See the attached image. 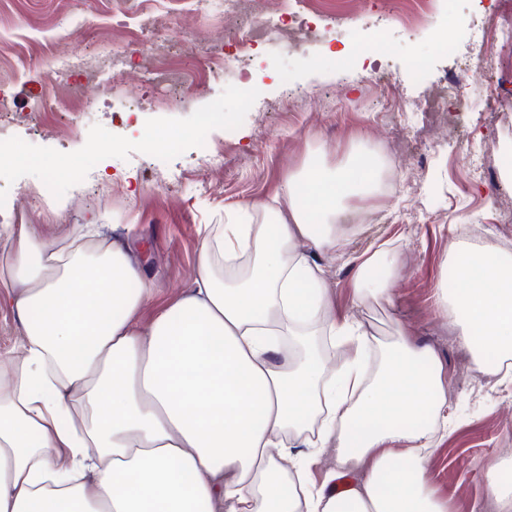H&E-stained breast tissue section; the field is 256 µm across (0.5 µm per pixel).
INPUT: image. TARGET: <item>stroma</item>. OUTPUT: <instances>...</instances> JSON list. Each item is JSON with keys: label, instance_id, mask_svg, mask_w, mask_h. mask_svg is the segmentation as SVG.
Wrapping results in <instances>:
<instances>
[{"label": "stroma", "instance_id": "1", "mask_svg": "<svg viewBox=\"0 0 512 512\" xmlns=\"http://www.w3.org/2000/svg\"><path fill=\"white\" fill-rule=\"evenodd\" d=\"M156 7L169 15V35L185 59L223 42L235 27L223 15L187 10L182 0H158ZM326 21L330 34L307 52L259 56L250 92L217 73L182 105L152 86L148 73L95 60L103 43L133 52L140 41L135 20L113 25L112 0H0V34L9 38L0 47V79H10L12 95L9 111L0 112V138L19 149L17 160L0 166V194L14 199L16 223L41 233L60 236L69 225L95 224L102 238L127 244L155 286L140 312L145 327L192 286L205 225L223 223L225 210L271 202L310 151H323L333 165L365 138L382 160L383 187L338 215L345 258H311L330 269L336 316L354 314L381 331L400 321L413 342L433 349L457 424L427 462L429 486L448 512H496L488 474L496 467L512 475V385L477 374L437 304L460 225L512 239V224L496 221L512 204V180H487L470 162L471 152L503 139L483 92L485 75L468 58L469 32L483 15L475 0H438L426 21L405 25L393 0H348L344 14ZM435 27L448 39L442 54L430 47ZM83 59L94 67L82 88L84 116L41 111L39 90L50 82L65 88ZM411 59L421 60L422 81L410 77ZM283 68L310 97L287 96L275 77ZM447 73L469 91V111L454 116L456 137L430 132L396 152L398 130L379 111L384 94L420 101ZM200 128L207 155L194 136ZM146 130L178 140V148L147 153ZM87 161L107 173L92 190L70 182L71 167ZM49 169L58 190L34 203ZM384 241L399 254L396 304L365 308L353 295L349 259Z\"/></svg>", "mask_w": 512, "mask_h": 512}]
</instances>
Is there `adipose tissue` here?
Here are the masks:
<instances>
[{
  "instance_id": "ef3b65f1",
  "label": "adipose tissue",
  "mask_w": 512,
  "mask_h": 512,
  "mask_svg": "<svg viewBox=\"0 0 512 512\" xmlns=\"http://www.w3.org/2000/svg\"><path fill=\"white\" fill-rule=\"evenodd\" d=\"M362 149L312 156L273 203L206 228L194 284L137 319L154 286L129 250L0 225V512H446L424 463L456 419L427 346L335 317L329 270L344 201L379 188ZM306 188L307 202L298 199ZM439 301L479 370L512 381V255L456 245ZM359 305L393 306L397 254L357 260ZM340 341L329 366L314 337ZM333 456L323 483L311 465ZM365 480L338 489L362 460ZM20 324L7 310H0V351L10 349L17 336Z\"/></svg>"
}]
</instances>
